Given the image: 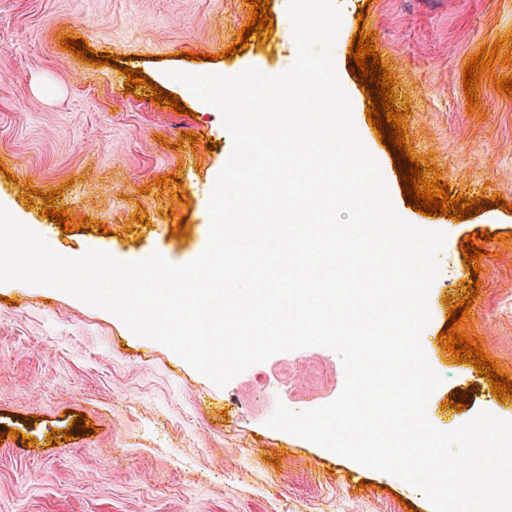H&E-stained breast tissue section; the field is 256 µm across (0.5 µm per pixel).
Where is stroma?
<instances>
[{"label": "stroma", "mask_w": 512, "mask_h": 512, "mask_svg": "<svg viewBox=\"0 0 512 512\" xmlns=\"http://www.w3.org/2000/svg\"><path fill=\"white\" fill-rule=\"evenodd\" d=\"M341 26L333 47L355 128L407 222L446 235L428 294L421 345L441 379L426 415L443 432L479 412L512 420V399L496 398L473 365L439 346L447 300L479 293L459 331L479 339L512 376V96L495 83L512 66L493 60L469 109L463 70L481 48L512 36V0H335ZM266 44L222 58L248 21L247 0H0V205L59 254L88 249L125 262L160 254L184 265L205 249L208 204L232 139L218 109L171 79L174 71L233 76L253 67L277 75L297 56L285 0H270ZM370 32L395 81L405 139L431 164L450 196L500 195L508 206L455 221L412 209L388 154L366 119L369 102L349 69L357 30ZM121 68L81 61L63 35ZM203 61L187 60V53ZM149 83L127 89L125 69ZM176 94L187 114L152 102ZM196 145H179L184 133ZM174 174L180 184L156 186ZM35 190L26 201L27 190ZM59 190L75 231L43 216V193ZM189 231L172 235L178 217ZM90 229H83L84 220ZM491 235L470 270L464 237ZM504 241H497V234ZM339 355L324 347L279 353L218 387L165 345L136 336L119 318L57 289L0 283V512H434L405 481L366 468L267 425L277 404L301 412L341 393ZM467 393L466 410L447 402ZM90 434L63 441L75 413ZM20 438L10 436V429Z\"/></svg>", "instance_id": "stroma-1"}]
</instances>
